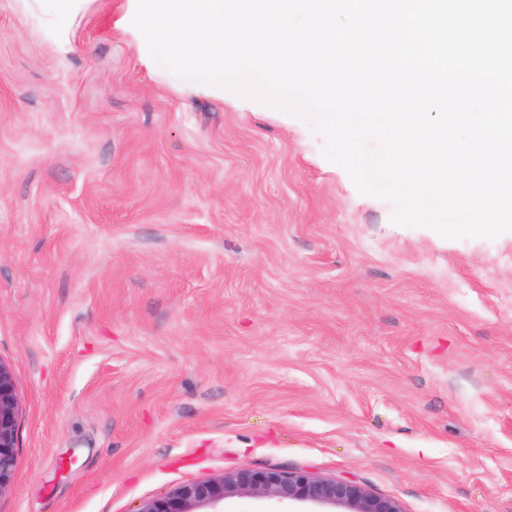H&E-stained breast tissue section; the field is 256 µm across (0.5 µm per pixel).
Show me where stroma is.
I'll return each instance as SVG.
<instances>
[{
	"label": "stroma",
	"instance_id": "obj_1",
	"mask_svg": "<svg viewBox=\"0 0 512 512\" xmlns=\"http://www.w3.org/2000/svg\"><path fill=\"white\" fill-rule=\"evenodd\" d=\"M130 0H0V512L304 469L512 512V232L393 224L304 120L148 66ZM16 441L17 418L13 377L0 363V494L10 485L16 467Z\"/></svg>",
	"mask_w": 512,
	"mask_h": 512
}]
</instances>
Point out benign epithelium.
Wrapping results in <instances>:
<instances>
[{"mask_svg":"<svg viewBox=\"0 0 512 512\" xmlns=\"http://www.w3.org/2000/svg\"><path fill=\"white\" fill-rule=\"evenodd\" d=\"M17 418L15 387L0 363V493L11 483L16 467ZM276 498L340 512H404L394 499L377 497L348 481L323 478L302 469H261L227 472L176 487L145 502L137 512H224L233 497Z\"/></svg>","mask_w":512,"mask_h":512,"instance_id":"1","label":"benign epithelium"}]
</instances>
